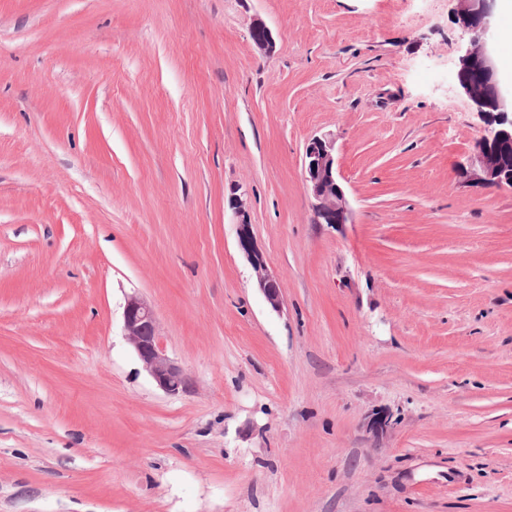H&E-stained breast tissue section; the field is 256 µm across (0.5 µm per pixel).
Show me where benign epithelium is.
Here are the masks:
<instances>
[{"label": "benign epithelium", "mask_w": 512, "mask_h": 512, "mask_svg": "<svg viewBox=\"0 0 512 512\" xmlns=\"http://www.w3.org/2000/svg\"><path fill=\"white\" fill-rule=\"evenodd\" d=\"M496 0H458V16L470 34L468 43L459 56L458 84L484 119V133L475 145L469 168L468 181L481 186L512 187V158L503 149L512 145V111H507L504 95L495 66V49L490 45L491 20ZM250 37L254 44L270 51L274 41L270 30L260 21L253 22ZM476 71L480 81L472 83L464 78ZM334 144L328 138L313 137L304 148L303 169L307 190L313 199V211L320 224H346L351 215L345 192L336 177ZM229 208L240 226V244L253 266L257 286L268 306L275 312L283 307L278 279L269 274L261 256L252 249L249 238L246 201L237 193L229 198ZM124 336L134 349L144 370L159 389L178 394L187 389L181 367L165 352L159 323L153 308L140 295L126 297L123 310Z\"/></svg>", "instance_id": "7a95c632"}]
</instances>
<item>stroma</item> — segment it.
I'll use <instances>...</instances> for the list:
<instances>
[{"instance_id": "obj_1", "label": "stroma", "mask_w": 512, "mask_h": 512, "mask_svg": "<svg viewBox=\"0 0 512 512\" xmlns=\"http://www.w3.org/2000/svg\"><path fill=\"white\" fill-rule=\"evenodd\" d=\"M467 38L456 0H0V512H512V188L463 174ZM315 136L349 223L313 219ZM229 208L237 219L235 224H239L240 226V244L248 261L256 272L258 289L268 306L273 311L278 312L283 307L279 281L275 276L267 272L261 256L252 249L248 233L249 222L247 220L246 201L242 198V195L233 192L229 198ZM123 332L144 370L159 389L168 394H178L187 389L181 367L166 354L162 346L159 323L153 308L136 293L126 297Z\"/></svg>"}]
</instances>
